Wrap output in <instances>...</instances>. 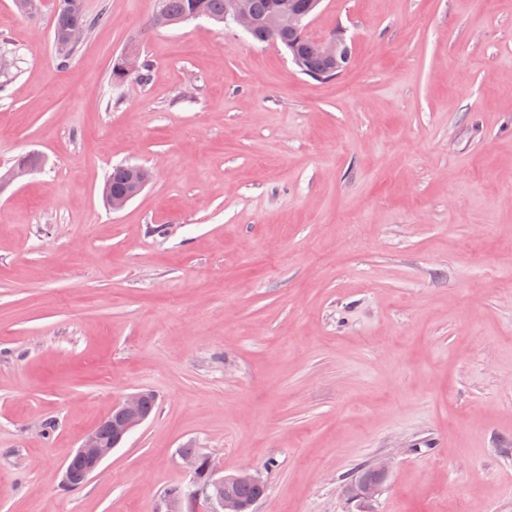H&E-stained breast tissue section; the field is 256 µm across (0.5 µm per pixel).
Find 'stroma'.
I'll return each instance as SVG.
<instances>
[{
    "instance_id": "stroma-1",
    "label": "stroma",
    "mask_w": 512,
    "mask_h": 512,
    "mask_svg": "<svg viewBox=\"0 0 512 512\" xmlns=\"http://www.w3.org/2000/svg\"><path fill=\"white\" fill-rule=\"evenodd\" d=\"M38 2L0 0V175L44 159L0 190V512H166L183 448L264 480L256 512H512V0H321L324 82L155 0H84L62 67ZM132 45L150 78L113 85ZM119 164L155 177L114 212ZM332 37H336V39L324 41L322 48L324 54L331 59L333 66H336L334 70H336V76H338L344 71L345 63L346 66L349 63V60L347 61L349 54L347 48L348 45L342 36L333 35L329 38ZM148 392L138 391L124 397L113 405L112 412L103 419L101 424L84 436L81 445L72 456V473L69 460L65 467L64 480L71 485L80 484L89 479L104 461L118 448L126 437L150 416L155 408V398ZM146 395V397H145ZM145 397V408L143 407ZM104 429V432L103 430ZM82 465V473L80 463Z\"/></svg>"
}]
</instances>
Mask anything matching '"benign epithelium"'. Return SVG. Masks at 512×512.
<instances>
[{
  "label": "benign epithelium",
  "instance_id": "7a95c632",
  "mask_svg": "<svg viewBox=\"0 0 512 512\" xmlns=\"http://www.w3.org/2000/svg\"><path fill=\"white\" fill-rule=\"evenodd\" d=\"M320 4V0H308L301 8L296 7L294 0H288V9L282 10L270 18L269 24L277 29L288 28L296 35L306 31V20L311 12ZM229 20L236 28L244 32L255 24L249 0H230ZM323 52L335 66L336 73L344 71L348 59V48L345 39L338 36L323 42ZM154 178L149 168H137L129 171L130 187L127 191L114 195L109 185H104L102 196L106 205L117 212L134 199ZM145 392L138 391L124 397L113 405L112 412L103 419L101 424L84 436L81 445L73 455V459L81 462V479L87 480L104 461L118 448L126 437L150 416L143 407ZM185 467L193 476L187 488L171 490L167 494L168 512H182L185 502H193L203 498L213 506L212 512H254L255 503L242 500L229 492L232 484L255 482L258 477L247 469L235 474L216 476L211 455L202 451L180 453Z\"/></svg>",
  "mask_w": 512,
  "mask_h": 512
}]
</instances>
